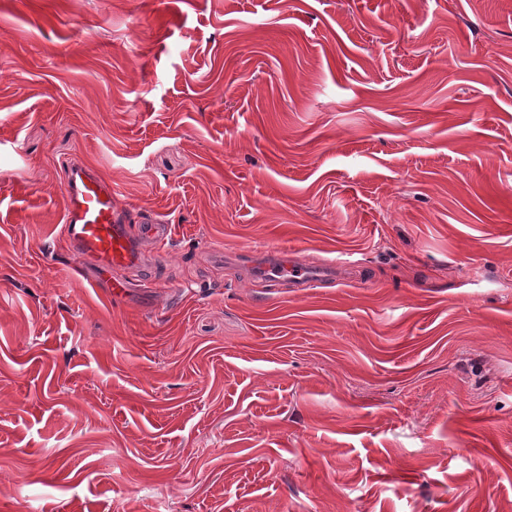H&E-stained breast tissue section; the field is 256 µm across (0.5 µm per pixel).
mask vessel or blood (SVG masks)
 <instances>
[{
    "instance_id": "1",
    "label": "vessel or blood",
    "mask_w": 512,
    "mask_h": 512,
    "mask_svg": "<svg viewBox=\"0 0 512 512\" xmlns=\"http://www.w3.org/2000/svg\"><path fill=\"white\" fill-rule=\"evenodd\" d=\"M66 210L61 235L80 261L91 262L98 278L109 280L113 297H122L130 282L122 271H143L144 243L164 249L172 237L171 225L150 213L131 218L118 207L110 181L82 164L70 165L63 182ZM326 271L299 258L267 267L268 281H285L304 288L325 279Z\"/></svg>"
}]
</instances>
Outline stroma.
<instances>
[{
  "label": "stroma",
  "mask_w": 512,
  "mask_h": 512,
  "mask_svg": "<svg viewBox=\"0 0 512 512\" xmlns=\"http://www.w3.org/2000/svg\"><path fill=\"white\" fill-rule=\"evenodd\" d=\"M161 507L512 512V0H0V512ZM63 190L67 206L62 237L81 262L95 266L98 278L110 282L112 296L121 298L132 282L117 277L116 272L143 271V244L150 242L158 250L164 249L172 237L171 224H162L147 212L134 222L117 206L112 182L83 164L67 168ZM335 261L336 265L353 262L349 258L339 256L332 262L323 264L320 270L302 259L290 258L284 265L268 266L262 278L267 281H288L294 288H304L328 278L327 271L335 269Z\"/></svg>",
  "instance_id": "1"
}]
</instances>
